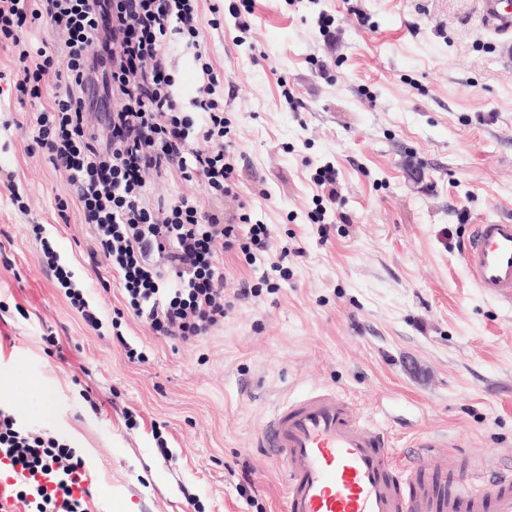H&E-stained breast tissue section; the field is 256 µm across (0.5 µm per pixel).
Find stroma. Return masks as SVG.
I'll list each match as a JSON object with an SVG mask.
<instances>
[{
	"label": "stroma",
	"instance_id": "1",
	"mask_svg": "<svg viewBox=\"0 0 512 512\" xmlns=\"http://www.w3.org/2000/svg\"><path fill=\"white\" fill-rule=\"evenodd\" d=\"M234 2L201 0L200 41L224 82L237 195L167 176L150 197L228 215L252 200L275 249L253 264L225 253L226 287L267 275L276 288L189 343L128 315L113 328L119 279L89 259L87 227L58 216L65 184L20 126L0 50V170L31 210L0 185V386L12 407L92 469L88 512H285L283 474L257 436L277 401L321 386L361 406L395 450L433 436L460 473L512 479V304L474 287L460 249L470 225L512 221L501 35L480 0H250L238 44ZM168 52L190 101L203 83L194 51L174 40ZM328 162L337 206L311 180ZM258 187L269 199L253 198ZM36 222L90 283L100 330L43 265ZM282 247L303 251L284 278L270 269ZM127 343L144 361L128 360Z\"/></svg>",
	"mask_w": 512,
	"mask_h": 512
}]
</instances>
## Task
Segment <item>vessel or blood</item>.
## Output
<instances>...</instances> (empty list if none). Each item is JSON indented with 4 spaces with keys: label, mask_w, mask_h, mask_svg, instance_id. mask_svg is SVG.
Instances as JSON below:
<instances>
[{
    "label": "vessel or blood",
    "mask_w": 512,
    "mask_h": 512,
    "mask_svg": "<svg viewBox=\"0 0 512 512\" xmlns=\"http://www.w3.org/2000/svg\"><path fill=\"white\" fill-rule=\"evenodd\" d=\"M484 25L512 32L505 0H481ZM469 276L486 296L512 302V222L474 225L463 244ZM259 447L280 464L287 512H512V483L465 476L417 439L395 453L386 435L332 388L280 402L264 422ZM30 476L0 459V512H16V490Z\"/></svg>",
    "instance_id": "1"
}]
</instances>
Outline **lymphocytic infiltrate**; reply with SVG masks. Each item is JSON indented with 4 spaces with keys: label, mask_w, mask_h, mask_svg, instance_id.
Listing matches in <instances>:
<instances>
[{
    "label": "lymphocytic infiltrate",
    "mask_w": 512,
    "mask_h": 512,
    "mask_svg": "<svg viewBox=\"0 0 512 512\" xmlns=\"http://www.w3.org/2000/svg\"><path fill=\"white\" fill-rule=\"evenodd\" d=\"M198 23L199 0H0V48L17 73L14 91L31 107L41 157L67 187L56 199L59 217L77 210L91 254H103L118 276L127 309L153 332L185 343L210 335L261 294V284L246 281L226 289L224 251L253 261L273 248L267 225L251 223L246 201L234 220L193 197L149 203L152 183L168 174L211 196L235 187L217 76L196 53L206 81L184 111L164 50L175 35L198 45ZM44 28L52 38L41 37ZM42 251L72 309L101 329L86 289L51 244ZM0 455L23 470L56 467L52 492H19L27 512H87L71 489L83 459L59 436L28 428L7 405H0Z\"/></svg>",
    "instance_id": "lymphocytic-infiltrate-1"
}]
</instances>
